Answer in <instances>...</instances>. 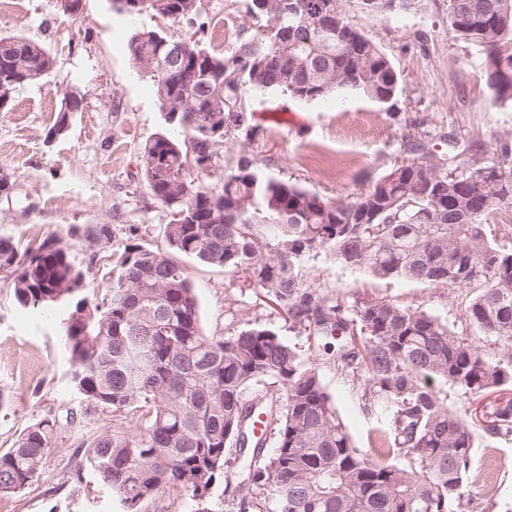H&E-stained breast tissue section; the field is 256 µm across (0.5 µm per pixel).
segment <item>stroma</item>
<instances>
[{
  "label": "stroma",
  "instance_id": "stroma-1",
  "mask_svg": "<svg viewBox=\"0 0 512 512\" xmlns=\"http://www.w3.org/2000/svg\"><path fill=\"white\" fill-rule=\"evenodd\" d=\"M247 0H199L207 24L205 44L233 51L260 26ZM347 21L372 40L399 70L402 92L378 104L359 94L305 103L279 91L247 92L253 132L218 151L209 185L247 153L265 174L289 180L325 199L365 189L409 158L417 139L439 154L451 149L491 157L499 139H512V101H498L486 82L480 47L449 31L448 0H419L415 9L392 15L364 10L360 0H342ZM186 37L185 22L145 13L132 19L112 0H81L78 14L56 0H24L19 13L0 15V34L41 42L52 55V74L17 88L8 111L0 112V173L8 194L0 195V237L35 248L54 241L97 281L124 246L136 242L165 249L168 210L150 194L141 173L145 144L159 134L177 137L164 122L153 88L127 49L139 29ZM83 99L69 113L65 132L48 139L66 92ZM204 335L222 336L233 325L230 303L248 305L251 318L287 333L283 320L257 299L244 274L186 260ZM305 266L316 287L347 304L385 297L420 308L457 335L475 340L490 358L507 346L480 338L465 310L469 287L426 288L403 280L371 279L325 255ZM62 312L43 314L20 306L12 281L0 273V452L49 413L74 407L70 362L63 349ZM323 384L353 441L364 448L378 427L364 406L361 389L343 371L322 364ZM452 406L465 411L475 432V468L496 465V489L484 494L470 483L462 512H512V435L489 436L493 411L512 402V384L476 393L436 381ZM82 457L72 434H62L39 476L24 491L0 495V512H122L117 498L100 491L93 473L79 469Z\"/></svg>",
  "mask_w": 512,
  "mask_h": 512
}]
</instances>
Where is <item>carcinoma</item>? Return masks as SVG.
Returning a JSON list of instances; mask_svg holds the SVG:
<instances>
[{"instance_id":"cac0c4a2","label":"carcinoma","mask_w":512,"mask_h":512,"mask_svg":"<svg viewBox=\"0 0 512 512\" xmlns=\"http://www.w3.org/2000/svg\"><path fill=\"white\" fill-rule=\"evenodd\" d=\"M113 0L133 18L152 13L196 24L199 0ZM341 0H248L266 25L229 55L196 34L175 40L135 31L128 51L155 90L165 122L182 141L158 135L141 166L151 195L171 216L167 250L128 243L105 283L53 242L34 254L0 239V269L12 271L22 306L65 309L63 343L70 381L84 416L112 414V429L85 442L84 466L100 490L141 512L157 493L182 492L206 506L215 484L237 493L239 512H461L472 469L474 432L435 378L468 392L512 383L507 361L426 312L376 298L349 307L305 282L303 264L323 253L374 278L428 288L477 287L467 306L482 337L512 338V252L489 238L488 223L512 209V148L500 156L447 167L425 144L352 198L324 199L266 175L242 155L224 172L191 169L218 155L248 122L246 91H281L300 101L361 93L383 103L401 92L386 54L346 20ZM455 36L486 55L487 85L512 99V0H448ZM54 62L40 43L0 37V112L15 90L49 76ZM83 99L64 96L50 132ZM224 126L215 136L216 125ZM245 273L263 302L306 337L301 358L277 329L247 319L225 336L202 333L187 269L172 258ZM334 363L363 392L381 421L371 448L360 450L326 391L320 365ZM277 396L265 393L267 383ZM263 417L274 450L256 437ZM77 413L48 415L0 453V493H18L39 475L46 455ZM140 422L132 433L129 423ZM512 431V404L494 412L491 436ZM236 447L237 468L226 457Z\"/></svg>"}]
</instances>
